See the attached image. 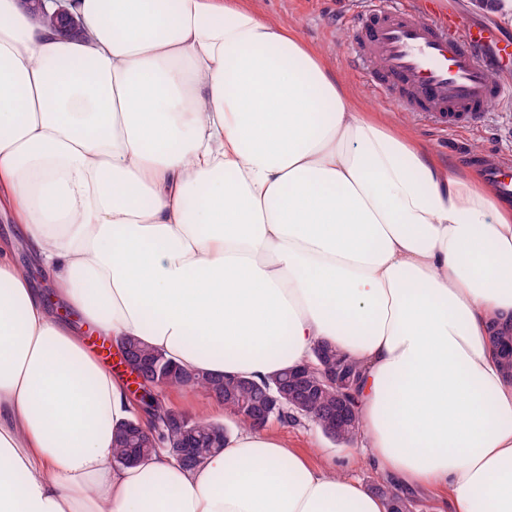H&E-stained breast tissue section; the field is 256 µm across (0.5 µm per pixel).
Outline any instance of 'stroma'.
I'll return each mask as SVG.
<instances>
[{
	"label": "stroma",
	"instance_id": "stroma-1",
	"mask_svg": "<svg viewBox=\"0 0 512 512\" xmlns=\"http://www.w3.org/2000/svg\"><path fill=\"white\" fill-rule=\"evenodd\" d=\"M271 18L291 24L305 43L318 48L332 70L351 87L373 110L385 112L395 121L409 126L416 136L427 143L444 163L461 166L472 154L497 157L512 156V102L493 106L489 119L476 128H461L444 132L429 120L400 111L394 104L380 98L361 75L346 62L353 32L347 25L350 15L362 0H258ZM297 451L313 461L324 457L340 459L349 453L348 445L326 437L308 420L294 424H276Z\"/></svg>",
	"mask_w": 512,
	"mask_h": 512
}]
</instances>
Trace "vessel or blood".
Masks as SVG:
<instances>
[{
    "label": "vessel or blood",
    "instance_id": "b4317fda",
    "mask_svg": "<svg viewBox=\"0 0 512 512\" xmlns=\"http://www.w3.org/2000/svg\"><path fill=\"white\" fill-rule=\"evenodd\" d=\"M350 61L378 95L447 130L484 122L493 103L512 98L503 73L512 37L498 24L448 11L425 16L409 0H367L352 15ZM500 199L512 201V164L480 162Z\"/></svg>",
    "mask_w": 512,
    "mask_h": 512
}]
</instances>
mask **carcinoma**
I'll list each match as a JSON object with an SVG mask.
<instances>
[{"instance_id":"obj_1","label":"carcinoma","mask_w":512,"mask_h":512,"mask_svg":"<svg viewBox=\"0 0 512 512\" xmlns=\"http://www.w3.org/2000/svg\"><path fill=\"white\" fill-rule=\"evenodd\" d=\"M494 334L504 343L501 350V362L504 370L512 373V327L504 324L494 327ZM142 357L147 359L160 360L159 383L164 389H189L204 396L214 395L224 402V408L232 411L238 417L241 426L252 425L251 407L260 403L266 393H274L277 387L285 382L286 374L281 373L269 380L257 382L247 378L231 376H214L212 374H200L192 370L182 368L166 358L160 351L151 349L135 337H128L122 342ZM313 355L315 359L331 360L337 365H343L346 369L360 374L358 363L347 354L336 348L324 344L315 348ZM339 400V391L335 387H327L315 395L307 404L305 412H296L293 403L285 400V411L297 414L299 417L307 418L316 424H321L328 412L336 407ZM190 440L196 450L197 458L192 462L177 461V464L184 469L195 467L201 460L212 453L224 448V443H215L214 434L220 433L227 436L228 431L218 421L191 419ZM359 413H354L351 422L338 429L337 432L329 435V438L339 443L349 444L359 433ZM165 445L167 441L160 439L155 443L148 439H141L134 430L131 422L120 425L115 431V448H113V461L117 463H128L129 459L139 460L141 457L152 452L157 444ZM372 490L385 498L389 512H413V501L405 496L401 489L392 483L378 484Z\"/></svg>"}]
</instances>
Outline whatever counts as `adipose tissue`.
<instances>
[{
  "label": "adipose tissue",
  "mask_w": 512,
  "mask_h": 512,
  "mask_svg": "<svg viewBox=\"0 0 512 512\" xmlns=\"http://www.w3.org/2000/svg\"><path fill=\"white\" fill-rule=\"evenodd\" d=\"M71 38L0 0V512H387L369 462L452 512H512V206L369 111L257 0H74ZM260 381L355 358L363 453L240 428L182 469L112 463L125 377L58 315ZM0 239L1 240H12L14 241L15 248H14V261L19 266H24L28 263L29 257L26 250V247L20 238V234L18 233V226L16 224H11L8 220H6L2 215L0 216ZM31 266V274L33 279L36 281L37 287L41 288L43 292V296L46 299L47 295H50L52 293V288L50 284L49 278L36 266ZM313 355L317 363L318 359H326L333 361L337 365H345V368L351 372H355L359 379L360 369L358 363L347 354L337 350L335 347L328 344L318 345L315 348Z\"/></svg>",
  "instance_id": "1"
}]
</instances>
